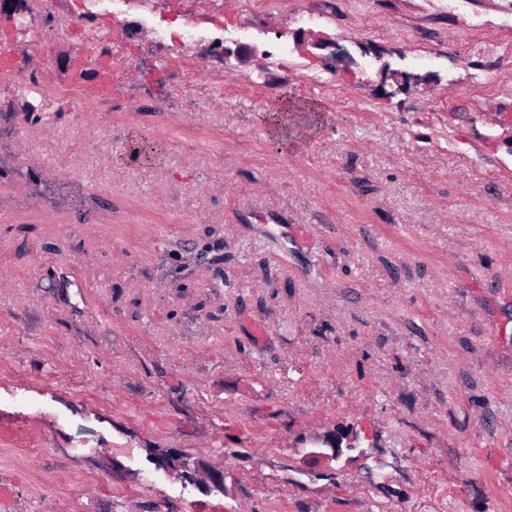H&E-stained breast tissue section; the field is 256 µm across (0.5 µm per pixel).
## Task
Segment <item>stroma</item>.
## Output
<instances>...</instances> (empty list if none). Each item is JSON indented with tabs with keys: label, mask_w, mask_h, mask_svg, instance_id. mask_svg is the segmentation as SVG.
I'll return each mask as SVG.
<instances>
[{
	"label": "stroma",
	"mask_w": 512,
	"mask_h": 512,
	"mask_svg": "<svg viewBox=\"0 0 512 512\" xmlns=\"http://www.w3.org/2000/svg\"><path fill=\"white\" fill-rule=\"evenodd\" d=\"M22 2L0 512H512V0ZM283 100L322 109L288 152ZM338 428L363 457L302 461ZM98 76L94 81L80 85V91L84 98H101L108 96L112 91V68L103 67L97 61ZM280 109L281 107L273 108L266 112L265 115L267 116L272 112L279 114L278 112H281ZM276 113L270 114L268 122L265 124L270 138L277 141L283 150L288 151L297 148L300 141L288 136V124L292 120V115L287 113L282 120L280 117H276ZM180 467L183 468L184 476L191 482L197 481V475L199 473H205L207 476L208 484L207 488H214L218 491L224 489V469L212 466L203 460L191 461L187 457H181Z\"/></svg>",
	"instance_id": "stroma-1"
}]
</instances>
